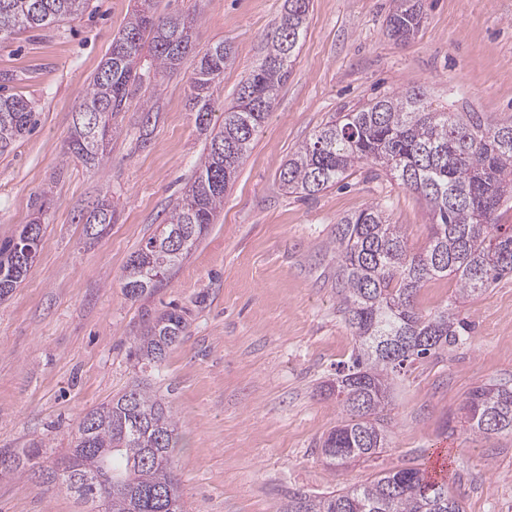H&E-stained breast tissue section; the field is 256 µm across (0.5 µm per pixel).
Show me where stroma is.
Instances as JSON below:
<instances>
[{"label": "stroma", "instance_id": "obj_1", "mask_svg": "<svg viewBox=\"0 0 512 512\" xmlns=\"http://www.w3.org/2000/svg\"><path fill=\"white\" fill-rule=\"evenodd\" d=\"M155 3L161 15H195L197 49L232 43L235 61L212 84L222 105L261 62L285 0ZM423 3L419 31L402 44L386 32L394 0H311L288 79L223 212L175 273L136 300L121 288L129 259L168 218L221 113L199 124L185 61L132 91L106 164L90 169L64 148L134 0H91L84 14L0 40V86L36 112L32 130L0 154V241L33 216L44 226L37 263L0 300V448L38 442L52 464L87 411L139 381L178 418L173 461L186 512H279L288 492L327 493L414 466L446 480L464 512H512V435L469 433L462 411L474 386L512 385L511 278L461 305L471 325L462 342L394 382L388 448L336 470L319 455L342 419L327 385L355 346L339 310L336 224L378 203L417 250L432 219L373 164L310 198L281 190L282 166L332 115L406 89L422 88L441 110L512 116V0ZM101 199L114 203L115 220L93 241L76 217ZM174 307L186 313L183 339L160 371L136 366L134 337ZM89 510L66 489L0 474V512Z\"/></svg>", "mask_w": 512, "mask_h": 512}]
</instances>
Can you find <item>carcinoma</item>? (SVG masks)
Returning <instances> with one entry per match:
<instances>
[{
	"mask_svg": "<svg viewBox=\"0 0 512 512\" xmlns=\"http://www.w3.org/2000/svg\"><path fill=\"white\" fill-rule=\"evenodd\" d=\"M90 0H0V40L22 30L46 27L87 10ZM387 18L390 37L406 42L423 23L420 0H396ZM310 0H287L262 62L240 84L224 107V123L211 133L185 196L157 234L129 260L122 288L136 299L157 287L188 257L224 208L254 135L288 78L305 31ZM189 15L156 16L154 0H136L126 25L79 105L64 156L89 167L107 159V144L118 134L116 116L124 111L139 69L162 75L189 54L197 58L188 96L198 120L211 115L212 83L233 60L228 43L195 49ZM30 101L0 95V153L35 124ZM383 167L406 190L424 200L432 214L428 244L408 249L398 224L372 204L336 224V282L340 310L355 337L350 364L339 372L336 403L344 415L321 443L323 462L342 466L368 459L388 447L385 408L394 380L406 367L462 340L468 323L460 301L487 292L512 276V224L496 214L512 195V118L488 121L476 112H439L420 89L385 95L356 112H340L317 129L290 156L279 173L285 192L315 196L336 185L354 164ZM114 212L107 200L79 214L86 236L105 230ZM43 224L23 226L0 243V297L12 292L31 266L17 244L39 247ZM455 282L454 298L433 313L415 305L417 292L433 278ZM186 329L182 311L165 310L133 340L130 356L159 368ZM467 430L473 434H512V386L482 383L466 399ZM177 421L170 407L138 385L89 410L81 418L69 455L51 468L40 463L39 445L18 452L0 449V473L33 479L49 477L84 502L105 512H185L172 463L178 447ZM284 512H463L447 485L425 471L406 467L325 496L288 493Z\"/></svg>",
	"mask_w": 512,
	"mask_h": 512,
	"instance_id": "1",
	"label": "carcinoma"
}]
</instances>
